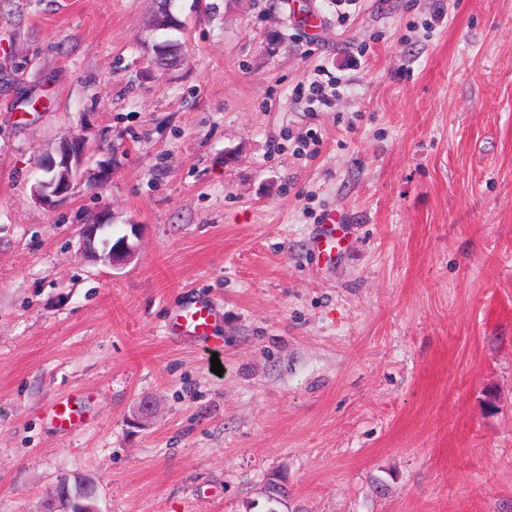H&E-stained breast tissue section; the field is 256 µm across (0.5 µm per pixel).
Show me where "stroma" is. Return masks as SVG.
<instances>
[{
  "label": "stroma",
  "instance_id": "1",
  "mask_svg": "<svg viewBox=\"0 0 512 512\" xmlns=\"http://www.w3.org/2000/svg\"><path fill=\"white\" fill-rule=\"evenodd\" d=\"M157 7L0 0V512L64 477L101 512H512V0H172L160 72ZM101 212L122 267L78 255ZM196 299L212 357L170 332ZM316 75L319 76V79L313 80L309 84L306 100L310 106V111L324 112V110L332 108L333 99L344 92L347 84L341 75H335L325 68L317 69ZM321 76L327 78L323 80ZM84 139L81 135L73 136L63 143L58 151L59 160L49 157L44 167L56 171V178L50 182L39 184L37 199L47 207L53 206L71 190L74 180L78 176L77 163L84 150ZM74 161L75 165H72ZM324 224H321V230L313 241V250L320 259L331 262L334 256L342 248V241L345 238L340 233L336 234V230H340V225L336 224V211L329 212L324 215ZM50 416L55 425L65 431H73L83 425L81 413L69 401L54 404Z\"/></svg>",
  "mask_w": 512,
  "mask_h": 512
}]
</instances>
